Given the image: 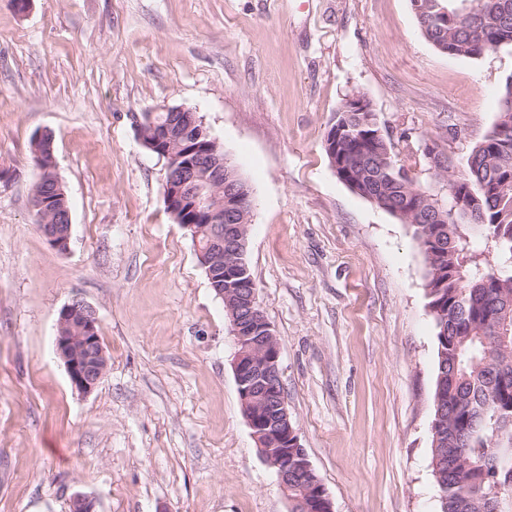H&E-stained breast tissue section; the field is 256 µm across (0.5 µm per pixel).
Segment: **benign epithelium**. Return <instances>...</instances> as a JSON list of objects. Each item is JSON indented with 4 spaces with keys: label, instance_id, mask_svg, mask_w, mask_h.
<instances>
[{
    "label": "benign epithelium",
    "instance_id": "benign-epithelium-1",
    "mask_svg": "<svg viewBox=\"0 0 512 512\" xmlns=\"http://www.w3.org/2000/svg\"><path fill=\"white\" fill-rule=\"evenodd\" d=\"M348 109L367 113L365 125L377 127L370 104L360 95L347 99ZM164 122L146 115L138 123L140 139L165 161L164 200L169 211L192 234L196 255L208 277L224 264V248L234 252L236 265L247 270L244 256L250 218L247 204L253 193L247 181L233 178L228 159L195 146L199 119L182 107H165ZM48 243L64 252L71 231L42 227ZM226 302L229 327L236 352L233 359L240 402L251 406L245 416L263 461L276 470L283 490H288L290 459L299 472L312 470L305 448L289 419L285 394L277 395L275 411L265 410L271 387L282 385L280 347L272 324L263 311L254 288L232 283L215 285ZM56 351L64 362L72 386L89 393L100 383L108 360L94 311L81 301L64 306L58 318ZM70 512H94V502L82 493L69 500Z\"/></svg>",
    "mask_w": 512,
    "mask_h": 512
}]
</instances>
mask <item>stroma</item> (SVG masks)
Here are the masks:
<instances>
[{
  "instance_id": "35a3bbf8",
  "label": "stroma",
  "mask_w": 512,
  "mask_h": 512,
  "mask_svg": "<svg viewBox=\"0 0 512 512\" xmlns=\"http://www.w3.org/2000/svg\"><path fill=\"white\" fill-rule=\"evenodd\" d=\"M512 52L437 51L410 0H0V512H289L243 416L236 345L190 235L166 212L143 113L196 112L249 183L247 260L288 411L333 512H439L435 330L411 226L325 152L370 103L397 165L440 203L494 126ZM51 132L67 252L34 222ZM96 314L91 392L56 353L61 309ZM31 151L33 154L34 163L36 167L40 170L39 180L34 186L35 190L33 199L37 198V194L42 196L40 197L42 200L44 198L43 195H47L48 197L54 198V202L52 204L57 206L58 209L62 206L61 198L63 197V195L58 193L57 191L62 189L65 194L66 206L70 209L69 200L63 186H60L58 187V189H56L54 182L49 178V176L52 173V171L49 170H55L53 146L50 145L49 140H37L33 136L31 139Z\"/></svg>"
}]
</instances>
